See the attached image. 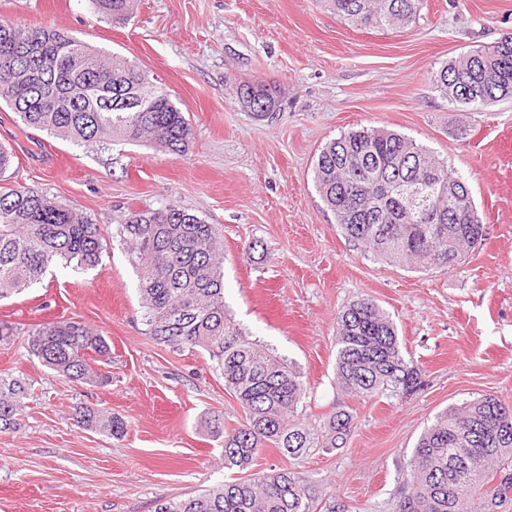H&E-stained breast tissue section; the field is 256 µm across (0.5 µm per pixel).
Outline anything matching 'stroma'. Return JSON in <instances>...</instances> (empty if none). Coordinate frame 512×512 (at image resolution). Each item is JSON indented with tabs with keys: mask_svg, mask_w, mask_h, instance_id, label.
Wrapping results in <instances>:
<instances>
[{
	"mask_svg": "<svg viewBox=\"0 0 512 512\" xmlns=\"http://www.w3.org/2000/svg\"><path fill=\"white\" fill-rule=\"evenodd\" d=\"M52 26L139 65L193 127L186 151L76 145L21 131L0 106V144L14 153L12 186L47 193L99 224L105 238L133 210L175 206L223 234L224 303L250 339L292 361L307 387L300 420L319 439L297 458L259 451L252 472L292 471L320 512H394L414 447L435 416L484 394L512 405V99L471 110L431 79L442 63L512 31V0H423L415 21L361 29L325 0H135L130 20L100 18L91 0H0V18ZM271 86L278 108L259 117L240 86ZM361 127L406 135L462 176L485 234L451 270L418 272L345 239L315 187L320 149ZM263 258L247 259L246 244ZM368 296L393 319L423 385L407 397L360 398L336 378L339 312ZM105 336L107 385L59 379L23 337L0 345V373L24 378L20 427L0 432V512H155L227 479L222 437L243 416L208 355L173 352L146 333L136 273L121 246L102 267L55 266L0 301L21 329L60 320ZM126 421L117 438L80 427L78 404ZM353 417L340 447L324 423Z\"/></svg>",
	"mask_w": 512,
	"mask_h": 512,
	"instance_id": "35a3bbf8",
	"label": "stroma"
}]
</instances>
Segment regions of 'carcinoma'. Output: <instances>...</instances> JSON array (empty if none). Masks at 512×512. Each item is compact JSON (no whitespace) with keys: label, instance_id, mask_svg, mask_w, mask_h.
<instances>
[{"label":"carcinoma","instance_id":"obj_1","mask_svg":"<svg viewBox=\"0 0 512 512\" xmlns=\"http://www.w3.org/2000/svg\"><path fill=\"white\" fill-rule=\"evenodd\" d=\"M336 16L361 28L410 23L419 0H327ZM115 23L128 19L133 0H92ZM433 80L448 98L484 107L463 90L512 98V39L498 40L445 62ZM238 100L256 115L275 111L264 84L245 85ZM0 102L23 128L81 144L148 141L173 154L186 150L192 127L169 91L147 71L108 56L49 26L0 21ZM314 179L345 238L379 259L415 269H453L482 225L466 181L412 139L385 129L341 134L320 150ZM220 229L175 206L127 214L119 227L137 273L148 336L174 352L208 354L245 418L224 429V467L244 471L263 448L292 458L313 447L298 418L306 394L300 372L238 327L224 307ZM106 243L100 225L29 188L0 186V300L18 295L58 265L93 269ZM336 376L358 397H405L422 385L405 358L396 326L370 297L346 305L337 318ZM26 349L66 381L106 382L90 364L110 356L107 339L77 321L37 324L25 332ZM28 390L20 377L0 374V432L20 426ZM77 421L111 436L127 429L119 417L92 406L76 408ZM353 416L338 409L327 423L332 447L344 442ZM409 491L396 512H499L512 503V408L493 395L435 417L414 450ZM315 496L295 473H252L180 499L158 501L155 512H316Z\"/></svg>","mask_w":512,"mask_h":512}]
</instances>
